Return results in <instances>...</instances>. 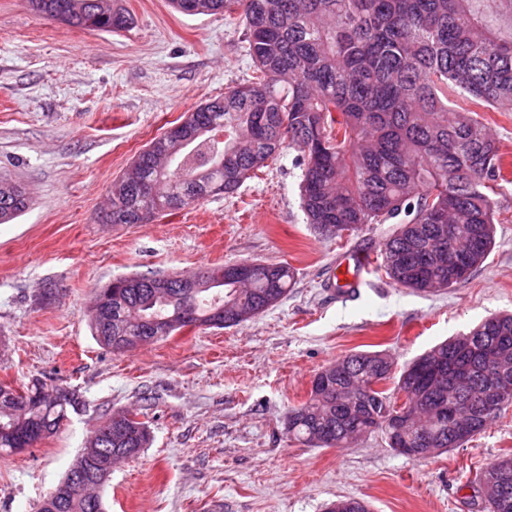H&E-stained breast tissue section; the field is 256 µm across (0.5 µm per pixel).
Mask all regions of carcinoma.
Wrapping results in <instances>:
<instances>
[{
	"label": "carcinoma",
	"mask_w": 512,
	"mask_h": 512,
	"mask_svg": "<svg viewBox=\"0 0 512 512\" xmlns=\"http://www.w3.org/2000/svg\"><path fill=\"white\" fill-rule=\"evenodd\" d=\"M72 27L126 31L134 16L119 0H29ZM180 12L241 11L249 83L199 105L154 139L112 182L111 224H144L211 195L230 194L287 147L300 152L301 204L327 239L366 224H388L379 268L397 285L431 294L466 281L495 246L494 188L509 182L507 152L463 102L512 112V0H171ZM227 137L220 142L212 127ZM28 206L19 185L0 181V224ZM195 288L177 276L118 277L98 293L110 299L89 327L101 346L122 353L185 327L225 328L288 295L286 262L256 264L238 288L229 266L199 271ZM382 352L358 351L322 369L308 400L288 412L286 433L320 448L350 446L380 430L389 447L465 444L512 405V315L492 316L431 347L396 377ZM414 388L394 421L384 388ZM27 399L0 398V451L33 448L78 410L76 392L35 381ZM103 418L107 452L135 458L151 442L146 423ZM126 428L118 442L115 427ZM110 466L81 451L62 482L105 481ZM504 476L508 499L483 512H512V453L481 470ZM39 512H104L102 498L48 492ZM327 512H369L359 498Z\"/></svg>",
	"instance_id": "1"
}]
</instances>
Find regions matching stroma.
<instances>
[{
  "label": "stroma",
  "instance_id": "stroma-1",
  "mask_svg": "<svg viewBox=\"0 0 512 512\" xmlns=\"http://www.w3.org/2000/svg\"><path fill=\"white\" fill-rule=\"evenodd\" d=\"M119 34L79 29L0 0V180L30 206L0 224V381L76 391L78 412L37 447L0 454V512H36L107 410L133 409L153 442L113 468L106 512H324L364 499L370 512H475L469 478L512 451V407L464 447L413 458L375 432L347 448L290 440L288 411L314 376L354 351L396 368L486 316L512 313V186L500 190L496 246L468 280L433 294L371 271L353 300L330 283L346 253L381 249L369 224L322 238L301 208L298 153L232 196L146 224H105L113 180L187 112L253 71L239 14L188 15L169 0H123ZM289 263L296 283L269 310L117 354L89 328L97 288L133 274Z\"/></svg>",
  "mask_w": 512,
  "mask_h": 512
}]
</instances>
